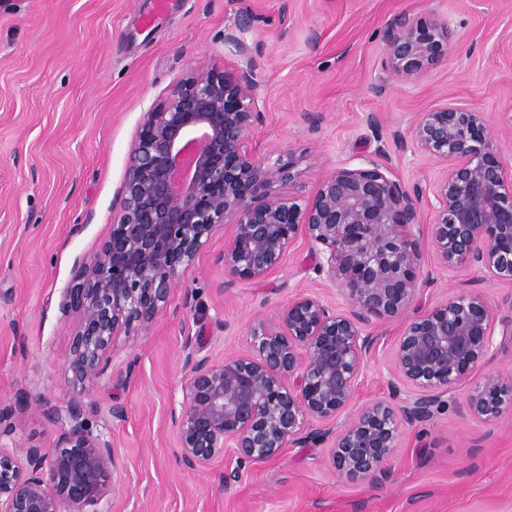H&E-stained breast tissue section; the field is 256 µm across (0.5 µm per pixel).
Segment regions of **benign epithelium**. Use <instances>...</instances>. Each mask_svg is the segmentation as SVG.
Here are the masks:
<instances>
[{"label": "benign epithelium", "instance_id": "7a95c632", "mask_svg": "<svg viewBox=\"0 0 512 512\" xmlns=\"http://www.w3.org/2000/svg\"><path fill=\"white\" fill-rule=\"evenodd\" d=\"M448 39L444 22L398 19L386 34L391 72L417 78L448 56ZM224 40L247 57L245 66L219 72L198 65L143 115L112 233L65 289L66 308L78 317L69 370L85 386L100 383L115 338L153 326L215 227L234 224L221 255L229 284L267 277L302 240L348 309L302 294L253 326L249 353L222 361L199 355L186 338L191 377L173 414L175 456L189 470L224 460L228 488L247 465L330 438L340 480L381 486L402 429L429 421L448 391L486 361L498 318L470 289L409 318L396 344L389 398L339 422L374 344L367 327L404 315L420 291L423 190H407L372 162L336 167L308 198L276 191L295 179L293 164L269 165L252 151L250 137L263 121L258 64L235 34ZM413 137L449 163L433 189L430 240L441 262L474 263L512 285V165L484 114L464 107L421 112ZM36 405L49 420H66L67 429L50 456L38 447L0 448V512H99L114 470V449L93 431L101 409L80 398L64 411L42 397ZM467 408L485 422L511 411L512 378L484 374Z\"/></svg>", "mask_w": 512, "mask_h": 512}]
</instances>
